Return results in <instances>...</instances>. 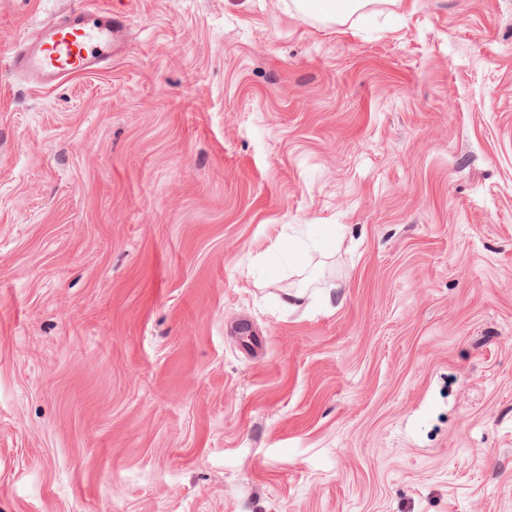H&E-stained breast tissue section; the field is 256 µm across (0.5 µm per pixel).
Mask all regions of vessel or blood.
<instances>
[{
	"instance_id": "obj_1",
	"label": "vessel or blood",
	"mask_w": 512,
	"mask_h": 512,
	"mask_svg": "<svg viewBox=\"0 0 512 512\" xmlns=\"http://www.w3.org/2000/svg\"><path fill=\"white\" fill-rule=\"evenodd\" d=\"M125 28L124 17L86 7L85 0H70L63 20L24 37L9 65L37 86L51 87L64 77L101 67L120 49Z\"/></svg>"
}]
</instances>
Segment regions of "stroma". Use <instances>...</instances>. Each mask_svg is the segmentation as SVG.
<instances>
[{
	"label": "stroma",
	"mask_w": 512,
	"mask_h": 512,
	"mask_svg": "<svg viewBox=\"0 0 512 512\" xmlns=\"http://www.w3.org/2000/svg\"><path fill=\"white\" fill-rule=\"evenodd\" d=\"M96 2L0 68V512H512V0ZM70 0L60 23L39 27L21 41L9 57L11 71L25 75L38 87H52L62 78L92 72L118 51L124 41L125 17L107 9ZM300 7L305 12L318 16L353 14L364 8L366 0H301Z\"/></svg>",
	"instance_id": "1"
}]
</instances>
